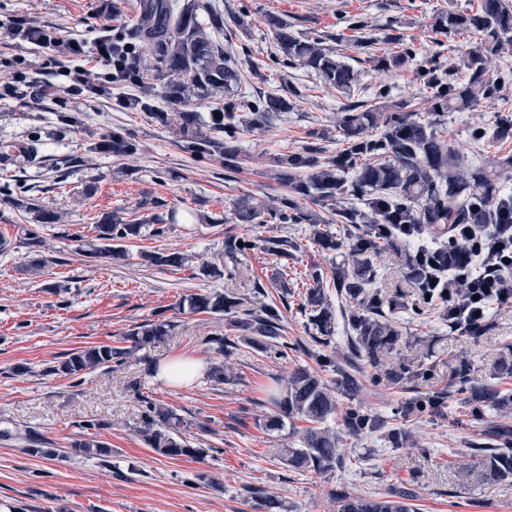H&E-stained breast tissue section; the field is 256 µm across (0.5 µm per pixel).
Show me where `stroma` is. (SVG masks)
Masks as SVG:
<instances>
[{
	"label": "stroma",
	"mask_w": 512,
	"mask_h": 512,
	"mask_svg": "<svg viewBox=\"0 0 512 512\" xmlns=\"http://www.w3.org/2000/svg\"><path fill=\"white\" fill-rule=\"evenodd\" d=\"M224 15V47L243 58L239 90L253 97L275 92L292 107L273 120L239 135L240 168L224 169L220 153L191 154L183 147L178 109L165 99L171 74L159 72L150 90L154 112L125 109L119 98H136L139 88L113 84L101 95L67 97L58 102L45 86L60 67L82 69L88 82L97 71L84 66L73 45L92 49L105 28L128 31L140 14V0H0V148L14 141L33 145L31 154L0 166V429L19 428L37 435L44 447L58 449L51 459L35 457L19 439L0 438V512H256L247 487L257 486L281 500L286 512H337L338 489L381 495L390 487L415 481L419 512H512V481L462 486L456 472L469 459L468 444L489 425L475 417L461 394H454L442 417L403 415V405L428 386L451 381L459 360L470 364L472 382H486L506 347L512 346V296L494 304L491 329L480 337L449 333L439 310L414 319L400 314L398 359L430 367L428 379L406 385L387 381L382 370L363 367L355 400L340 398L379 415L410 437L392 449L383 434L352 437L339 431L346 468L320 478L288 469L279 451L300 447L306 423L287 421L282 429L265 427L274 412L264 390L273 379H287L306 367L333 382L323 355L343 357L346 334L331 342L312 341V328L297 308L300 294L320 273L337 316L348 312L338 300L336 268L349 264L346 251H325L312 240L309 224H240L235 208L241 200L266 209L276 205L284 187L274 177L273 157L299 150L311 132L322 133L329 150L339 147L337 120L344 98L313 71L273 64L276 40L267 25L283 18L300 38H322L337 58L360 79L358 95L371 99L379 86L389 102L406 100L425 112L428 93L413 65L377 66L375 57L413 42L418 54L442 65L457 62L466 38L435 35L430 22L442 11L476 8L480 0H210ZM362 17L376 40L364 54L346 28L349 17ZM51 31L59 45L41 46L12 38L7 24ZM493 76L506 79L505 94L471 112L448 113L444 128L467 163L490 172L512 191V170L499 168L512 156V136L495 135L472 142L470 126L493 127L497 116L512 112V52L488 60ZM167 113L160 121L158 113ZM130 133L138 143L134 155L120 159L97 150L113 131ZM25 197L56 214L52 224H35L13 199ZM133 222L147 216L167 221L162 236L127 241L128 256H95L94 226L106 213ZM229 235L245 236L257 247L244 257L234 280L207 279L199 268L223 249ZM269 239L293 242L287 258L274 260L264 251ZM180 252L185 266L155 267L144 252ZM374 287L413 295L409 269L400 252L386 248L372 258ZM286 273L288 294L273 288L276 274ZM269 289L270 300L286 299L285 336L290 349L278 357L242 346L234 355L215 353L208 340L231 335L228 317L195 313L182 300L203 290L236 292L252 298L254 281ZM169 321L170 336L139 347L120 367L98 369L80 378L55 373L70 353L92 346L120 345L139 324ZM187 355L210 367H225L231 379L203 376L189 386H165L156 377L164 360ZM174 410L183 420L182 434L204 456L170 459L144 441L139 394ZM99 424L98 438L112 450L109 462L69 455L83 424Z\"/></svg>",
	"instance_id": "35a3bbf8"
}]
</instances>
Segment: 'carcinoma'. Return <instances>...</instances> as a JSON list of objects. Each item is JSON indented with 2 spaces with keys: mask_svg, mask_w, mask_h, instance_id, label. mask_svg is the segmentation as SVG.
Segmentation results:
<instances>
[{
  "mask_svg": "<svg viewBox=\"0 0 512 512\" xmlns=\"http://www.w3.org/2000/svg\"><path fill=\"white\" fill-rule=\"evenodd\" d=\"M140 15L127 34L112 38V58H131L123 83L139 86L145 73L161 65L173 74L184 75L186 81L170 83L166 98L184 109L181 133L185 148L195 153L223 150L224 169H239L238 135L241 127L251 128L288 111L290 103L284 97L267 93L255 101L236 100L239 84L238 64L224 51V15L201 0H142ZM207 19H201V13ZM282 52L283 63L315 71L336 87L348 103L339 119L341 148L334 155L326 154L314 139L298 151L273 158L277 180L287 188L279 206L267 210L271 222L280 224L314 225L313 241L324 250L336 251L348 247L353 269H336V292L341 298L354 301L358 309L347 316L349 354L346 362L362 361L377 368L395 351L400 333L390 320L397 313L423 315L437 307L448 311V289L431 288L424 274L416 273L415 253L406 254L416 286L412 302L404 294L387 295L370 287L375 272L371 256L382 247H396L407 240L420 242L426 262L442 269L454 270L460 265L471 266L472 253L454 240L457 224H471L479 231L490 224H507L512 219V194L500 190L496 180L484 168L467 165L455 142L442 130L444 117L450 112H470L476 107L503 98L505 85L490 77L487 60L512 47V0H480L474 10L437 13L431 27L446 36L465 33L479 34V41L468 46L459 62L445 67L435 61L417 65V75L431 90L427 120H420L404 100L391 106L378 103L388 91L377 90L375 99L355 98L358 80L353 68L336 59L324 47L322 39H301L288 31V23L277 17L267 19ZM350 29L359 34L358 46L369 50L375 39L366 33L367 23L357 17L348 19ZM416 60L412 44L403 42L396 54L378 57L381 65L402 66ZM224 92V111L217 113L214 134L207 135L198 127L190 107L194 99ZM101 148L114 156L137 152L138 144L122 131L112 133V139ZM309 198L330 209L336 223L346 227L347 235L339 237L319 228L320 221L303 212L297 198ZM11 203L23 209L33 222L52 224L55 215L34 199H13ZM237 221L253 224L261 219V211L243 200L235 209ZM394 224H407L411 235L405 239L392 229ZM96 239L101 245L95 254L120 259L125 257L123 242L142 236L147 231L161 236L165 226L144 219L127 222L116 214L102 216L95 225ZM255 249L247 237L227 236L224 250L204 263L200 274L210 279H233L242 257ZM145 262L156 267H181L187 257L180 252H151L142 255ZM193 312L230 316V326L237 339L214 336L207 339L216 353L226 357L234 354L242 343L266 354L287 355L288 343L283 341V312L272 303H248L234 292L206 291L183 299ZM298 310L307 317L316 335L312 339L327 343L336 333V314L327 301L320 275L312 276ZM173 327L168 321L147 322L136 327L124 338L126 345H99L75 352L54 369L57 374L75 378L100 368L120 366L140 346L169 335ZM325 363L334 367V385L315 371L296 369L287 380V391L272 386L267 402L276 408L265 427L279 430L284 420L301 418L309 423L300 448H284L280 460L289 468L323 476L343 467L345 457L338 448V438L328 421L336 413L342 395L351 400L361 388L356 370L345 368L331 359ZM468 362L457 368L459 393L464 402L478 415L495 412L499 419L470 442V456L476 469L467 470V477L483 482L512 481V424L507 421L512 410V393L492 383H472L467 378ZM429 369H412L402 362L386 371L387 378L397 384L405 379L428 376ZM452 390L434 387L420 392L407 404V411L432 417L444 415ZM143 409L142 436L158 454L166 457L197 458L204 453L193 448L181 435V418L171 409L158 406L154 400L138 394ZM346 432L355 437L373 434L385 428L379 416L349 406L342 414ZM95 424L85 426L87 433L71 444L75 456L109 458L112 449L96 440L90 432ZM387 429V428H385ZM408 431L403 427L387 429L386 440L394 449L406 442ZM261 512H280L282 502L256 489L248 490ZM339 512H417L414 501L417 488L394 487L383 496L355 495L346 490L335 493Z\"/></svg>",
  "mask_w": 512,
  "mask_h": 512,
  "instance_id": "cac0c4a2",
  "label": "carcinoma"
}]
</instances>
